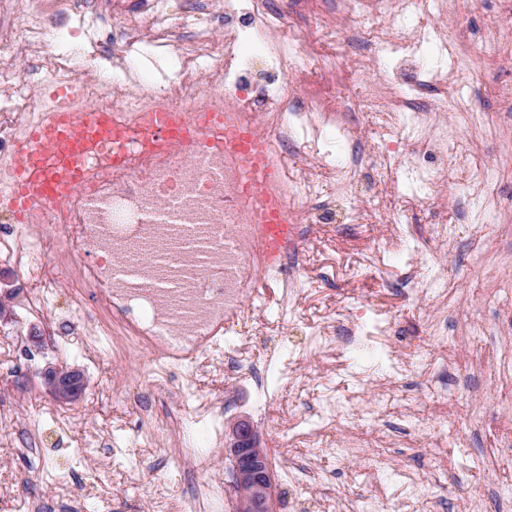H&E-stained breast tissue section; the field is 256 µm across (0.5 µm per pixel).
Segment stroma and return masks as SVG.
Instances as JSON below:
<instances>
[{
  "mask_svg": "<svg viewBox=\"0 0 512 512\" xmlns=\"http://www.w3.org/2000/svg\"><path fill=\"white\" fill-rule=\"evenodd\" d=\"M445 22L449 31L475 48L484 32H494L500 43V58L477 62L472 71L460 74L466 90L476 96V106L484 120L494 126L497 137L486 140L476 134L462 135L454 144L456 153L468 156L470 169L448 175V202L434 208H410L409 198L422 193L421 182L408 169H401L393 189L401 221L413 225L416 236L402 246L404 259L416 255L419 239H427L438 252V274L448 280L457 295L455 309L448 314V332L460 337V344L448 352V388L455 395L457 419L429 420L431 446L391 448L387 454L398 466L422 471L433 480L431 465L437 444L448 447L449 466L443 481L447 493L441 512H458L462 501L481 500L486 512H500L494 498L504 471H512V458L491 466L486 451L501 442L512 422L500 414L497 401L501 384L500 357L512 355V112L503 111L512 89V14L500 0H448ZM501 172L499 206L482 222L462 217L456 207L462 199L468 176L490 167ZM446 221L448 238L435 233L437 221ZM378 217H361L354 224H317L309 241L295 249V263L306 276H316L323 267L336 268L335 280L318 288L300 287L291 296L295 318L279 322L282 290L276 279H268L255 299V319L248 325L254 346L252 361L263 364L268 350L279 358L306 347L314 325L338 320L357 312L372 319L377 309L394 316L399 339L412 347L436 349L437 341L427 325L431 312L427 301L398 292L394 286L398 264L376 267L366 252L382 232ZM480 242L482 258H474L471 246ZM13 274L0 271V300L5 312L0 343L15 348L11 361L0 363V397L13 398L25 419L42 431L40 473L27 467L22 449L0 444V512H28L39 499L52 494L55 485L73 473L90 472L94 481L76 486L85 512H180L183 501L195 485L217 477H227L224 447L230 444L234 427L248 421L270 460H278L289 438V418L312 417L316 402L308 396L289 400L261 401L249 369L226 376L219 370L225 340H218L210 353L189 368L188 375L215 402L223 407L222 447L208 445L203 427L187 420L179 397L164 391L151 374L152 362L144 357L116 368L111 358L94 366L77 356L75 349H41L34 360L23 351L30 348L29 336L40 327L39 320L24 317L10 289ZM49 367L77 369L85 373L89 390L107 389L113 375L124 378V398L112 410L111 445L84 452L85 439L95 434L103 422L100 410L88 399L73 402L82 419L69 428L54 426L43 416L54 400L40 377ZM485 415L483 424L472 425L467 416L473 410ZM375 451L362 449L360 455L342 463L333 457L311 459L301 449H292L295 465L306 467L312 481L311 494L331 487L345 495L363 492L360 474Z\"/></svg>",
  "mask_w": 512,
  "mask_h": 512,
  "instance_id": "obj_1",
  "label": "stroma"
}]
</instances>
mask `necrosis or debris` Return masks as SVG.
<instances>
[{"instance_id":"1","label":"necrosis or debris","mask_w":512,"mask_h":512,"mask_svg":"<svg viewBox=\"0 0 512 512\" xmlns=\"http://www.w3.org/2000/svg\"><path fill=\"white\" fill-rule=\"evenodd\" d=\"M29 0H0V166L38 120L33 103L40 83L79 81L81 107H107L123 126L116 149L94 152L79 188L65 201L47 200L18 222L0 198V267L13 271V292L25 317L43 322L49 345L60 349L78 336L84 359L111 355L119 364L141 355L157 365V381L179 397H191L198 417L215 412L214 401L194 387L182 367L205 354L214 339L233 336L225 365L233 370L250 357L248 337L235 328L249 319V301L268 274L278 277L290 298L302 277L295 270L292 243L307 237L312 224L335 223L378 205L386 213L385 231L370 254L390 257L408 225L393 213L389 190L400 166H408L426 185L417 198L425 208L447 196L448 171L460 164L448 145L480 121L472 99L452 75L472 69L462 51H449L446 25L423 28V13L446 15L447 0H338L336 21L315 30L289 25L273 0H192L170 13L162 0H43L45 15L66 14L84 41L73 45L65 30L49 33L29 16ZM262 47L283 82L251 85L250 61L240 47ZM361 53L351 54V43ZM438 50L435 66L418 51ZM116 60L104 73L101 57ZM378 70L389 92L382 102L376 150L328 161L321 145L343 128L350 106L346 90L365 88L364 74ZM451 104V122L432 113ZM175 109L188 116L222 111L221 125L206 138L226 139L259 130L270 139L266 159L277 171L267 187H249L237 151L212 149L194 154L184 146L158 148L145 137L148 113ZM301 143L305 158L290 163L288 146ZM334 190L323 197L320 188ZM280 206L287 218V241L275 269L264 261L266 244L261 200ZM413 295L434 308L429 328L442 344H457L442 312L454 304V291L436 278L409 276ZM72 295L74 308L46 319L59 296ZM354 315L316 327L309 355L335 353L336 382L317 395L323 426L301 440L312 455L335 453L350 460L370 440L357 419L370 428L392 425L397 448H413L428 415L452 416L447 402L422 410L406 395L408 381L434 378L447 366V353L416 348L399 352L392 326L362 334ZM381 350L387 372L376 377L374 402L361 411L364 377L356 354ZM17 447H39L35 425L25 423L12 400L0 399V437ZM370 495L345 501L330 491L309 498L310 512H381L396 502L399 512H435L440 486L424 476L377 459L364 472Z\"/></svg>"}]
</instances>
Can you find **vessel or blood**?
<instances>
[{"instance_id": "obj_1", "label": "vessel or blood", "mask_w": 512, "mask_h": 512, "mask_svg": "<svg viewBox=\"0 0 512 512\" xmlns=\"http://www.w3.org/2000/svg\"><path fill=\"white\" fill-rule=\"evenodd\" d=\"M77 94V85H51L45 118L16 147L8 168L13 179L9 199L18 212H28L33 204L46 199L62 200L71 195L82 180L90 152L111 141V111L97 107L75 111L70 102ZM222 121L217 113L189 119L181 112L166 110L153 115L148 126L164 142L185 145L197 143L199 129ZM237 142L253 183L274 179V170L254 151L251 135H239Z\"/></svg>"}]
</instances>
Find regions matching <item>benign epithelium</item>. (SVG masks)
Here are the masks:
<instances>
[{
    "mask_svg": "<svg viewBox=\"0 0 512 512\" xmlns=\"http://www.w3.org/2000/svg\"><path fill=\"white\" fill-rule=\"evenodd\" d=\"M41 377L51 396L60 403L78 400L85 389L84 376L78 370L47 368ZM229 461L231 484L236 492L233 512H278L272 465L246 421L235 428Z\"/></svg>",
    "mask_w": 512,
    "mask_h": 512,
    "instance_id": "7a95c632",
    "label": "benign epithelium"
}]
</instances>
